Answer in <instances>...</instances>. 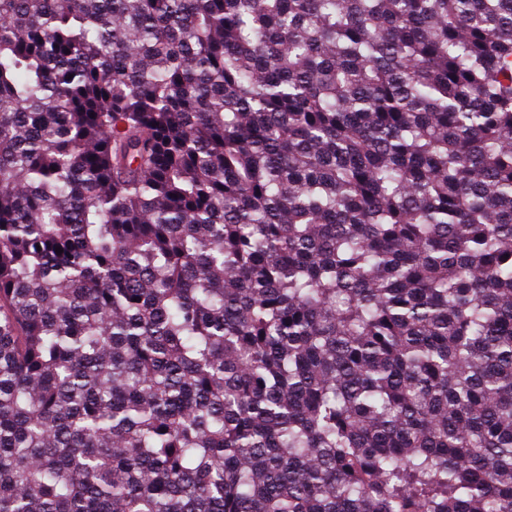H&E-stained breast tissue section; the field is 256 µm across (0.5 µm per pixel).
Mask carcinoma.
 Returning a JSON list of instances; mask_svg holds the SVG:
<instances>
[{"label":"carcinoma","instance_id":"cac0c4a2","mask_svg":"<svg viewBox=\"0 0 512 512\" xmlns=\"http://www.w3.org/2000/svg\"><path fill=\"white\" fill-rule=\"evenodd\" d=\"M0 512H512V0H0Z\"/></svg>","mask_w":512,"mask_h":512}]
</instances>
